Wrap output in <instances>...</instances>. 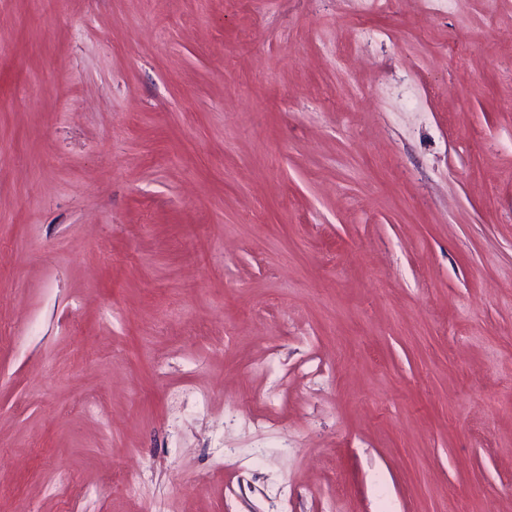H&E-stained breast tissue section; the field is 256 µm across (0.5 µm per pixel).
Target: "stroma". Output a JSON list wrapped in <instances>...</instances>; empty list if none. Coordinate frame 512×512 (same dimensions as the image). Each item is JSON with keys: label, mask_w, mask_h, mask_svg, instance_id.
Returning <instances> with one entry per match:
<instances>
[{"label": "stroma", "mask_w": 512, "mask_h": 512, "mask_svg": "<svg viewBox=\"0 0 512 512\" xmlns=\"http://www.w3.org/2000/svg\"><path fill=\"white\" fill-rule=\"evenodd\" d=\"M509 91L512 0H0V512H512Z\"/></svg>", "instance_id": "35a3bbf8"}]
</instances>
